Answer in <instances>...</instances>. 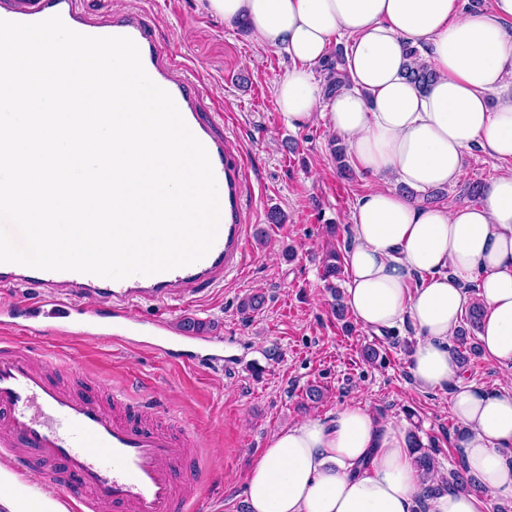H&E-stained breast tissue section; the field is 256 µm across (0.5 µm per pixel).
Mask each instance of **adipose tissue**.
<instances>
[{
    "label": "adipose tissue",
    "mask_w": 512,
    "mask_h": 512,
    "mask_svg": "<svg viewBox=\"0 0 512 512\" xmlns=\"http://www.w3.org/2000/svg\"><path fill=\"white\" fill-rule=\"evenodd\" d=\"M243 23L291 65L276 83L289 126L327 116L354 167L376 183L359 201L346 255L345 303L382 335L411 323L410 373L422 390H451L458 445L482 491L512 498V395L460 381L449 345L478 279L485 356L512 368V170L479 204L422 205L420 193L455 184L473 148L512 158V0L473 11L467 0H201ZM346 35L350 84L324 95L314 69ZM435 72L418 89L408 50ZM249 512H416L425 486L401 427L360 402L275 432L250 469Z\"/></svg>",
    "instance_id": "adipose-tissue-1"
}]
</instances>
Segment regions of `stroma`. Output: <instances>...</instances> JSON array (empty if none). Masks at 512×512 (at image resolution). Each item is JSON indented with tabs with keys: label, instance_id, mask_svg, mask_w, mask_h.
Returning a JSON list of instances; mask_svg holds the SVG:
<instances>
[{
	"label": "stroma",
	"instance_id": "stroma-1",
	"mask_svg": "<svg viewBox=\"0 0 512 512\" xmlns=\"http://www.w3.org/2000/svg\"><path fill=\"white\" fill-rule=\"evenodd\" d=\"M81 6L95 24L139 9L158 47L187 64L186 75L200 90V110L223 112L218 131L230 154L246 163L242 221L253 253L193 306L164 313L144 304L130 311L137 319L163 314L178 330L185 321L199 323L204 333L223 337L225 365L190 367L93 334L23 335L21 345L35 360L64 364L75 386L93 380L107 391L116 387L139 401L145 415L165 412L191 423L201 443L204 512H247L245 479L271 436L354 401L382 422L434 441L439 468H455L462 452L451 394L415 387L412 325L378 336L356 323L343 329L331 310L322 279L324 249L331 241L339 253L347 252L352 210L375 179L355 169L340 175L334 151L341 142L326 119L288 127L275 95L289 66L284 53L212 17L200 0H81ZM510 167L512 162L473 151L458 182L422 194L421 201L469 205L470 182H490ZM274 208L285 213V223H269ZM257 293L262 307L247 309ZM367 345L378 350L376 362L363 360ZM311 385L323 389L321 402H308Z\"/></svg>",
	"mask_w": 512,
	"mask_h": 512
}]
</instances>
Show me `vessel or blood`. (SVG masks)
Wrapping results in <instances>:
<instances>
[{"mask_svg": "<svg viewBox=\"0 0 512 512\" xmlns=\"http://www.w3.org/2000/svg\"><path fill=\"white\" fill-rule=\"evenodd\" d=\"M56 15L78 33L126 36L137 44L146 73L172 96L208 152L220 201L218 234L203 259L166 272L111 280L0 263V287L38 288L34 301L18 304L27 321L23 333L35 323L51 325L58 334L95 326L89 303L104 294L112 300L107 328L113 340L140 338L163 357L220 365L223 339L182 334L162 320L134 321L130 310L139 303L189 304L201 286H215L243 267L252 250L247 227L238 220L245 164L230 158L214 117L199 111V93L183 75L182 64L162 53L137 10L94 24L80 0H8L0 6V20L17 23ZM199 445L189 424L164 413L143 419L122 390L105 394L96 386H62L16 342L0 346V451L13 456L19 472L74 495L84 512H98L103 504L112 512H198L201 499L190 488L202 467Z\"/></svg>", "mask_w": 512, "mask_h": 512, "instance_id": "b4317fda", "label": "vessel or blood"}]
</instances>
